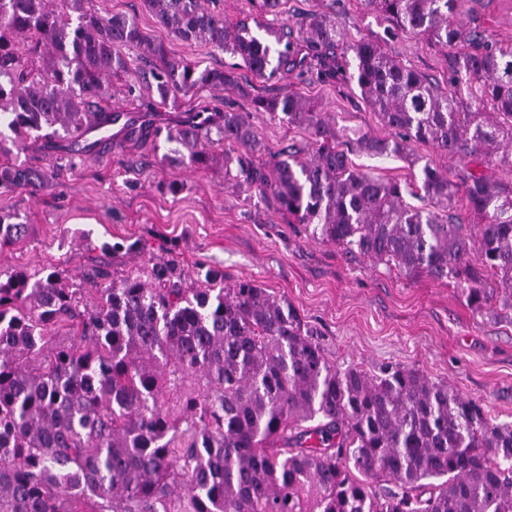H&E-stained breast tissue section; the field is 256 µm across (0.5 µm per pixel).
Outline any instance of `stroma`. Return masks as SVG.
<instances>
[{
	"instance_id": "1",
	"label": "stroma",
	"mask_w": 512,
	"mask_h": 512,
	"mask_svg": "<svg viewBox=\"0 0 512 512\" xmlns=\"http://www.w3.org/2000/svg\"><path fill=\"white\" fill-rule=\"evenodd\" d=\"M90 6L104 15L133 17L175 58L203 68L234 63L209 46L169 37L144 0H91ZM322 11L335 16L348 43L384 33V21L367 14L362 0H285L281 19L293 24ZM458 20L482 24L494 39L512 44V0H465ZM386 48L400 62L445 80V49L405 33L389 39ZM241 77L259 93L300 94L338 125L381 139L392 136L344 81L313 71L266 82L246 71ZM194 103L249 106L234 91L207 89L165 105L117 92L108 101L139 118L154 115L163 126L176 125ZM251 120L271 151L311 147L303 128L264 112L252 113ZM167 151L164 145L137 149L107 139L75 160L63 143L48 150L33 142L1 152L0 165L21 163L48 179L32 193L0 188V215L25 227L21 239L0 249V271L53 268L77 284L94 267L118 278L153 260L172 262L189 276L210 268L228 281L249 277L299 309L336 367L356 365L376 374L388 366L411 367L479 400L496 422L512 423V309L475 313L448 280L409 277L296 232L287 217L260 204L254 190L225 178L222 157L238 153V146H214L215 162L202 169L185 160L164 161ZM173 180L181 183L179 192L169 190Z\"/></svg>"
}]
</instances>
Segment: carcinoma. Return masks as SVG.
I'll return each instance as SVG.
<instances>
[{"label": "carcinoma", "mask_w": 512, "mask_h": 512, "mask_svg": "<svg viewBox=\"0 0 512 512\" xmlns=\"http://www.w3.org/2000/svg\"><path fill=\"white\" fill-rule=\"evenodd\" d=\"M89 2L0 0V146L40 138L85 152L87 133L115 122L100 103L119 74L127 95L144 86L163 102L238 87L234 71L177 60ZM253 2L252 28L202 0H146L173 37L237 58L257 79L342 74L396 138L340 128L284 93L173 128L131 123L124 140L164 136L197 168L214 162V141L238 144L225 173L236 165L288 223L346 255L450 279L478 314L498 299L512 308V190L488 173L512 171V45L457 23L462 0H363L390 26L345 47L327 13L296 33L261 21L281 0ZM400 32L448 50L445 83L387 52L382 42ZM252 112L304 128L312 155L291 144L254 160ZM413 143L465 166L456 180L425 163L422 207L405 200L411 184L350 158L404 157ZM38 182L0 167V187ZM460 194L474 235L450 214ZM85 279L92 287L52 269L0 277V512H512V424L448 383L410 367L336 368L299 311L248 277L226 283L210 270L189 283L154 263Z\"/></svg>", "instance_id": "obj_1"}]
</instances>
